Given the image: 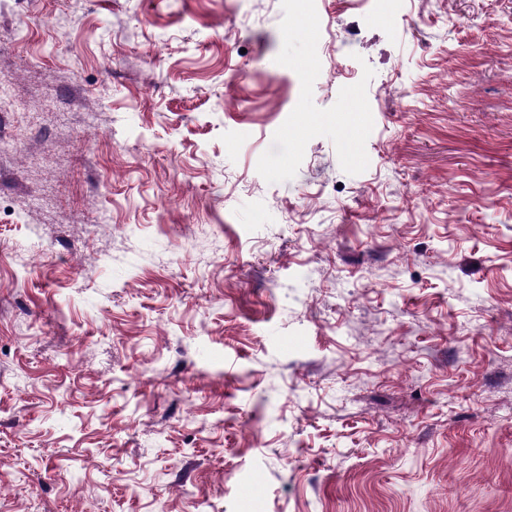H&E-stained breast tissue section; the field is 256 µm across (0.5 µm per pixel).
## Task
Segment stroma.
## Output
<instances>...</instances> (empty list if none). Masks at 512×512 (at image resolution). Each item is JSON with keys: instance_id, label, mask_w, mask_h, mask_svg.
Segmentation results:
<instances>
[{"instance_id": "obj_1", "label": "stroma", "mask_w": 512, "mask_h": 512, "mask_svg": "<svg viewBox=\"0 0 512 512\" xmlns=\"http://www.w3.org/2000/svg\"><path fill=\"white\" fill-rule=\"evenodd\" d=\"M1 79L0 512H512V0H0Z\"/></svg>"}]
</instances>
